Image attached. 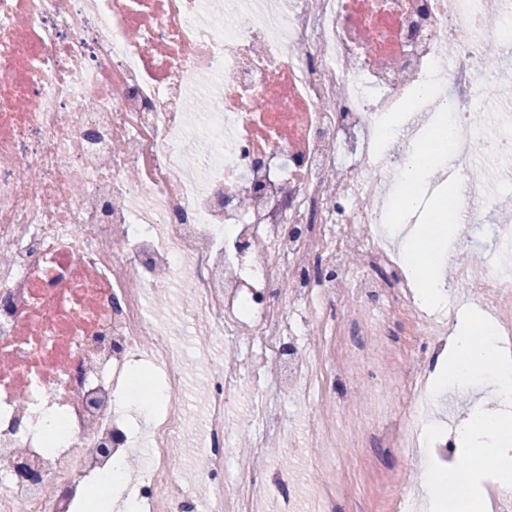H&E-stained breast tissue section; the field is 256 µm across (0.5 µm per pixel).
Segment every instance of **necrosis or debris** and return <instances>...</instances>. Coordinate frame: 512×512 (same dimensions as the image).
<instances>
[{"label":"necrosis or debris","mask_w":512,"mask_h":512,"mask_svg":"<svg viewBox=\"0 0 512 512\" xmlns=\"http://www.w3.org/2000/svg\"><path fill=\"white\" fill-rule=\"evenodd\" d=\"M512 0H0V512H75L78 492L142 429L152 464L130 473L141 512H299L268 464L292 407L341 365L321 338L342 304L362 332L383 298L433 347L462 303L484 307L512 353ZM402 113L393 140L382 128ZM473 128L426 190L455 185L459 223L493 218L495 243L455 245L464 300L414 305L390 244L400 170L443 116ZM390 269L391 277L381 276ZM181 288L210 386L201 437L208 496L171 462L187 410L183 356L148 308ZM238 353L213 365L209 343ZM169 398L134 423L119 401L133 364ZM251 394L254 467L219 476L227 412ZM376 425L389 448L418 446L433 399ZM65 420L55 442L39 411Z\"/></svg>","instance_id":"1"}]
</instances>
